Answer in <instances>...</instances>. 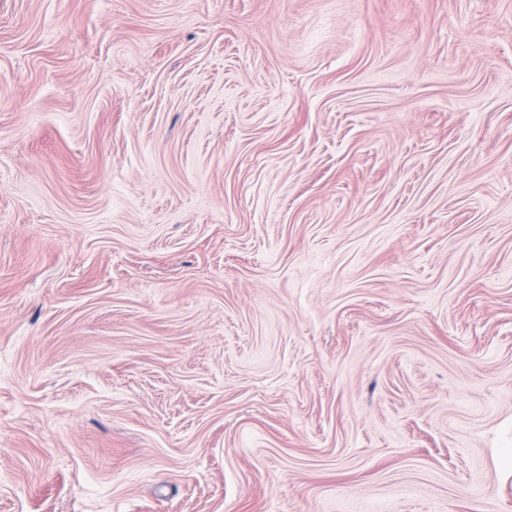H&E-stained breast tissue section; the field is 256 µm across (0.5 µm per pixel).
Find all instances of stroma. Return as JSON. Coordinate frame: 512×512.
Segmentation results:
<instances>
[{
  "instance_id": "35a3bbf8",
  "label": "stroma",
  "mask_w": 512,
  "mask_h": 512,
  "mask_svg": "<svg viewBox=\"0 0 512 512\" xmlns=\"http://www.w3.org/2000/svg\"><path fill=\"white\" fill-rule=\"evenodd\" d=\"M512 0H0V512H512Z\"/></svg>"
}]
</instances>
